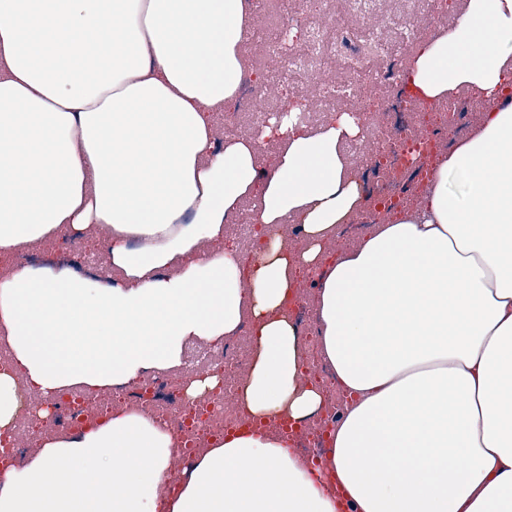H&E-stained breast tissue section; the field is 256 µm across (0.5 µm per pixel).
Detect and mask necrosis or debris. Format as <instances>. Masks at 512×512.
<instances>
[{
  "instance_id": "necrosis-or-debris-1",
  "label": "necrosis or debris",
  "mask_w": 512,
  "mask_h": 512,
  "mask_svg": "<svg viewBox=\"0 0 512 512\" xmlns=\"http://www.w3.org/2000/svg\"><path fill=\"white\" fill-rule=\"evenodd\" d=\"M457 4L458 0H425L409 31L399 32L379 0H346L338 8L330 0H284L272 20L259 0H252L249 51L236 109L224 115L225 132L261 136L279 110L294 111L299 125L315 130L333 118L338 105H348L360 126L359 134L344 146L349 175L374 207L357 211L337 235L358 236L378 222L380 212L412 205L427 176V161L448 134L469 131L484 110L482 102L466 96L419 99L405 80L413 47L430 40L439 21ZM262 57L272 58L273 66L261 69ZM273 92L279 95L275 107L269 102ZM251 357V349L238 343L218 349L203 369L221 372L224 385L195 402L187 401L175 373L154 370L122 387L119 403L177 431L184 443L181 459L191 463L205 439L231 427L254 426L249 415L224 407L226 398L238 396V374ZM322 387L325 409L314 423H274L298 453L312 461L322 457L319 436L329 428L336 408L333 376H326ZM21 403L20 425L42 434L80 430L104 413L93 395L80 389L58 396L51 415L43 419L37 416L39 402L32 392H23Z\"/></svg>"
}]
</instances>
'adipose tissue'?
<instances>
[{
    "label": "adipose tissue",
    "mask_w": 512,
    "mask_h": 512,
    "mask_svg": "<svg viewBox=\"0 0 512 512\" xmlns=\"http://www.w3.org/2000/svg\"><path fill=\"white\" fill-rule=\"evenodd\" d=\"M248 24L247 0H0V435L19 381L100 395L246 320L239 398L260 423L211 438L177 480L179 436L113 409L5 467L0 512H512V0H466L416 48L419 98L465 89L488 108L415 207L332 255L362 203L341 151L358 119L311 132L283 118L263 168L260 140L214 120ZM249 197L261 229L301 225L308 248L245 260L225 226ZM89 230L107 242L95 276L15 262ZM311 272L319 357L344 395L319 464L269 427L324 405L285 310Z\"/></svg>",
    "instance_id": "adipose-tissue-1"
}]
</instances>
